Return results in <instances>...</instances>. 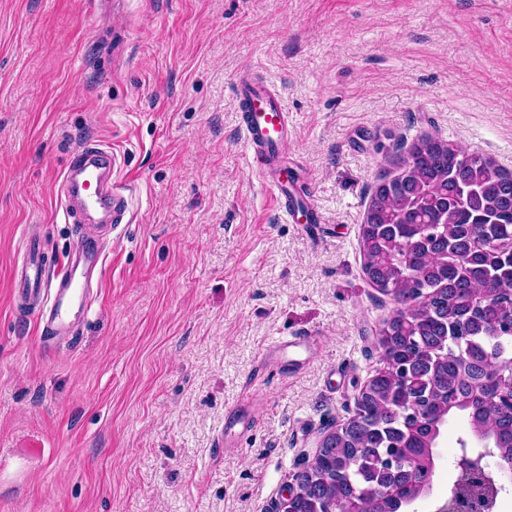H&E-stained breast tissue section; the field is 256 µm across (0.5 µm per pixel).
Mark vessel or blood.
I'll list each match as a JSON object with an SVG mask.
<instances>
[{
  "label": "vessel or blood",
  "mask_w": 512,
  "mask_h": 512,
  "mask_svg": "<svg viewBox=\"0 0 512 512\" xmlns=\"http://www.w3.org/2000/svg\"><path fill=\"white\" fill-rule=\"evenodd\" d=\"M242 110L244 136L252 154V167L269 186L274 207L293 215L304 182L288 154L294 127L275 88L242 72L235 81ZM122 157L114 147L87 143L78 147L63 170L55 196L71 223L82 225L75 246L57 275H50L39 238L28 235L22 248L26 259L13 275L14 295L39 300L45 313L40 320L42 338L70 339L97 300L88 288V277L102 269L104 256L89 229L90 221L123 230L129 224L128 200L122 183ZM308 349L307 339L294 336L272 346L267 361H297Z\"/></svg>",
  "instance_id": "1"
}]
</instances>
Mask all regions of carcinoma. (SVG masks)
I'll list each match as a JSON object with an SVG mask.
<instances>
[{"label": "carcinoma", "instance_id": "obj_1", "mask_svg": "<svg viewBox=\"0 0 512 512\" xmlns=\"http://www.w3.org/2000/svg\"><path fill=\"white\" fill-rule=\"evenodd\" d=\"M395 168L360 229L370 285L399 304L381 329L385 366L308 463L299 512H399L432 488L430 450L455 417L512 460V404L497 398L512 368V172L432 133Z\"/></svg>", "mask_w": 512, "mask_h": 512}]
</instances>
